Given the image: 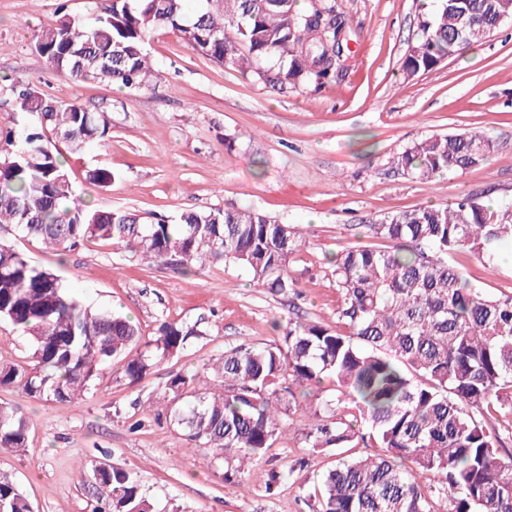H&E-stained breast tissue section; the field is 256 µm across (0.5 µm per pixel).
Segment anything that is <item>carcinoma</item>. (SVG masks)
I'll return each instance as SVG.
<instances>
[{
  "label": "carcinoma",
  "mask_w": 512,
  "mask_h": 512,
  "mask_svg": "<svg viewBox=\"0 0 512 512\" xmlns=\"http://www.w3.org/2000/svg\"><path fill=\"white\" fill-rule=\"evenodd\" d=\"M102 0L93 22L67 14L40 30L34 47L75 81L138 87L154 76L145 43L159 27L225 67L254 74L287 94L319 89L343 71L350 27L339 0ZM512 17V0H438L422 16L403 71L434 70ZM14 111L38 124L0 128V227L8 225L55 252L96 242L120 244L177 272L217 262L242 266L251 282L274 294L297 288L288 273L302 247L296 225L251 209L185 210L178 222L127 210H99L74 194L67 163L45 134L72 153L110 138L106 112L60 104L35 88H11ZM485 134L422 138L388 158L386 171L431 180L484 163L495 150ZM107 168L88 171L97 187ZM375 243L346 247L332 260L339 295L338 328L290 320L279 340L227 348L201 370L166 384L162 414L195 448L224 458V482H255L273 495L284 474L261 459L285 428L293 388L327 380L334 396L309 408L303 433L312 453L335 452V467L306 494L311 512H512V455L484 424L512 418V293L473 287L453 262L474 252L488 268L512 243V207L467 195L445 207L387 214L366 225ZM0 321L28 337L33 364L0 366V386L78 405L112 358L125 360L131 386L200 336L197 324L162 321L145 340L133 320L94 310L0 239ZM141 346L130 356L127 349ZM28 417L0 404V448L22 452ZM371 448L360 457L352 448ZM434 483L425 484L428 475ZM103 512H157L127 469L101 472ZM0 512H31L16 483L0 474Z\"/></svg>",
  "instance_id": "obj_1"
}]
</instances>
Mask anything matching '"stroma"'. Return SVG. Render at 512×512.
Returning a JSON list of instances; mask_svg holds the SVG:
<instances>
[{"mask_svg": "<svg viewBox=\"0 0 512 512\" xmlns=\"http://www.w3.org/2000/svg\"><path fill=\"white\" fill-rule=\"evenodd\" d=\"M61 4L86 24L101 0H0V126L13 123L7 101L18 81L59 103L107 112V146L67 157L78 195L101 210L169 221L186 209L249 207L299 226L304 243L289 270L300 293L270 294L233 263L184 275L117 245L89 243L60 257L13 229L0 230V238L51 268L86 305L130 317L143 336L165 320L197 322L204 330L139 387L127 384L123 360L113 359L77 406L0 387V404L20 406L30 418L26 451L0 452V471L13 475L32 512H98L95 488L80 483L77 471L102 463L132 472L158 512H309L301 487L333 458L322 452L312 469L295 468L307 424L298 411L265 453V468L292 472L271 496L258 486L225 483L223 460L190 448L160 417L165 385L225 347L279 339L289 320L335 326L339 296L329 259L362 244L359 227L369 219L443 207L465 194L512 205V22L409 78L403 60L422 10H434V0H342L354 34L345 76L286 95L197 55L178 32L160 28L145 46L155 78L127 89L69 80L36 52L34 33L56 21ZM463 132L490 135L498 148L480 166L428 181L384 173L386 159L411 142ZM97 167L112 170L109 186L89 183L87 172ZM455 264L475 287L512 291V244L499 250L495 268L470 253L457 254ZM118 408L135 410L142 427L130 431L115 417Z\"/></svg>", "mask_w": 512, "mask_h": 512, "instance_id": "obj_1", "label": "stroma"}]
</instances>
